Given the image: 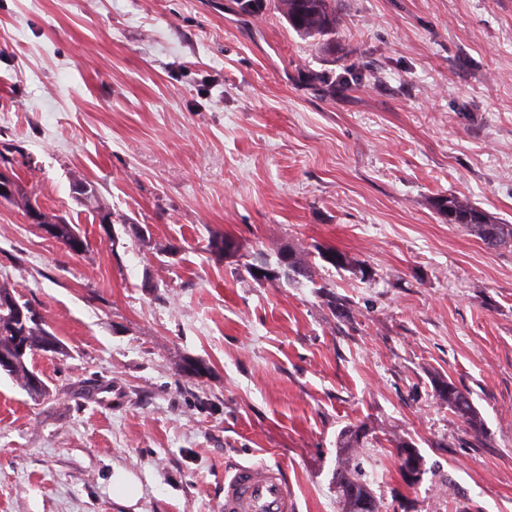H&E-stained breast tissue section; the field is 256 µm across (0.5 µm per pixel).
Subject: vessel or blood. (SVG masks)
I'll list each match as a JSON object with an SVG mask.
<instances>
[{"instance_id":"obj_1","label":"vessel or blood","mask_w":512,"mask_h":512,"mask_svg":"<svg viewBox=\"0 0 512 512\" xmlns=\"http://www.w3.org/2000/svg\"><path fill=\"white\" fill-rule=\"evenodd\" d=\"M295 495L280 471L261 465L224 477V512H296Z\"/></svg>"}]
</instances>
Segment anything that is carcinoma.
Wrapping results in <instances>:
<instances>
[{"mask_svg": "<svg viewBox=\"0 0 512 512\" xmlns=\"http://www.w3.org/2000/svg\"><path fill=\"white\" fill-rule=\"evenodd\" d=\"M275 8L287 20L289 27L304 39L321 42L336 36L339 18L336 15L335 0H276ZM431 206L448 223L462 226L484 243L489 239L494 240L498 247L512 243V224L494 220L465 197L438 195L432 199ZM54 238L73 254L79 255L89 250L88 240L73 224L62 222L54 225ZM315 251L321 261L335 269L354 273L358 271L363 278L369 276L368 268L356 265L342 252L318 246ZM241 267L256 281H273L282 270L287 273L288 282L295 285L314 282L317 273L315 264L308 260V254L303 249L279 252L276 266H266L268 274L262 278L254 273L256 264L244 261ZM21 309L31 311L33 305L29 301H20L13 291L0 287V354L6 353L10 357L9 363L0 364V371L16 377L25 387L31 381L39 379V375L28 367L29 357L37 351L45 350L48 341L57 343L59 339L43 327L40 316L25 324L17 320L16 314ZM434 392L463 421L473 441L482 442L486 434L485 422L470 394L445 377L434 380ZM363 428V424L349 425L337 438L342 462L336 468L335 484L341 512H362L359 509L362 501L371 503V512H381V501L372 490L370 482L364 478L360 463L355 457L356 449L363 447L371 435L369 431L359 435V430ZM391 446L397 449L409 448L415 460V468L412 476L406 477V480L410 483L418 481L424 470L421 468L423 459L417 445L409 440H396Z\"/></svg>", "mask_w": 512, "mask_h": 512, "instance_id": "carcinoma-1", "label": "carcinoma"}]
</instances>
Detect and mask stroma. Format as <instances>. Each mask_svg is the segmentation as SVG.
Masks as SVG:
<instances>
[{
	"mask_svg": "<svg viewBox=\"0 0 512 512\" xmlns=\"http://www.w3.org/2000/svg\"><path fill=\"white\" fill-rule=\"evenodd\" d=\"M336 12L324 48L273 0L254 17L235 0H0V151L89 242L70 254L0 200V285L63 346L28 360L43 399L0 373V512H224L240 464L278 469L297 512H340L336 441L360 422L386 440L362 451L382 512H512V247L431 207L452 193L512 224V0ZM213 235L271 261L331 247L371 276L257 282ZM440 376L469 392L483 444ZM399 438L424 460L413 486ZM119 471L136 499L113 495ZM434 392L436 397L463 421L473 441L482 443L486 434L485 422L473 404L469 392L463 391L451 379L445 377L434 380ZM390 443L391 446L393 447L395 455L400 461L401 466L404 465V469L409 473V469L413 468V463L411 460L407 461L408 456L406 453H404L403 451L400 453L399 451V448H406V445H408L407 448H409L410 454L413 456L416 465L414 470L412 471L413 476L409 477L405 475L403 471L402 474L409 483H415L416 481H418L420 479V476L424 474V470L421 468V464L423 466V459L422 455L420 454L417 448V445L413 441L409 440H395L394 442L391 441Z\"/></svg>",
	"mask_w": 512,
	"mask_h": 512,
	"instance_id": "stroma-1",
	"label": "stroma"
}]
</instances>
